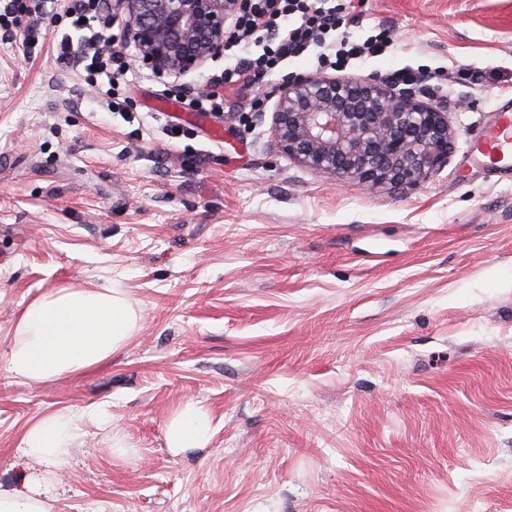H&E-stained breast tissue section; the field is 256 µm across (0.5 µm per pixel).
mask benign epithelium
<instances>
[{"instance_id":"1","label":"benign epithelium","mask_w":512,"mask_h":512,"mask_svg":"<svg viewBox=\"0 0 512 512\" xmlns=\"http://www.w3.org/2000/svg\"><path fill=\"white\" fill-rule=\"evenodd\" d=\"M239 0H113L112 20L155 75L179 77L224 54ZM273 135L310 169L365 186H415L448 165V113L371 77L321 73L278 86Z\"/></svg>"}]
</instances>
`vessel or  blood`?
Here are the masks:
<instances>
[{
  "label": "vessel or blood",
  "instance_id": "obj_1",
  "mask_svg": "<svg viewBox=\"0 0 512 512\" xmlns=\"http://www.w3.org/2000/svg\"><path fill=\"white\" fill-rule=\"evenodd\" d=\"M471 156L489 175L512 180V101L501 102L479 127L470 148Z\"/></svg>",
  "mask_w": 512,
  "mask_h": 512
}]
</instances>
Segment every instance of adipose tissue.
<instances>
[{
	"mask_svg": "<svg viewBox=\"0 0 512 512\" xmlns=\"http://www.w3.org/2000/svg\"><path fill=\"white\" fill-rule=\"evenodd\" d=\"M138 321L136 308L120 289L55 288L25 307L0 366L23 384L73 375L110 359L135 333ZM81 435L78 418L67 410L30 424L20 450L46 470L24 488L0 490V512H51L54 478L70 468ZM211 437L208 411L191 400L180 403L167 424L168 449L177 454L202 448Z\"/></svg>",
	"mask_w": 512,
	"mask_h": 512,
	"instance_id": "adipose-tissue-1",
	"label": "adipose tissue"
}]
</instances>
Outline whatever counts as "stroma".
<instances>
[{"mask_svg":"<svg viewBox=\"0 0 512 512\" xmlns=\"http://www.w3.org/2000/svg\"><path fill=\"white\" fill-rule=\"evenodd\" d=\"M354 2L395 44L345 75L451 78L448 165L417 186L341 183L281 152L271 93L313 56L198 118L154 104L206 92L223 58L156 76L111 0L97 15L132 70L115 88L59 59V10L0 35V352L52 288L113 285L141 316L82 374L0 367V487L38 471L24 430L69 410L85 437L52 512H512V185L467 155L512 98V0ZM185 400L213 437L175 455Z\"/></svg>","mask_w":512,"mask_h":512,"instance_id":"stroma-1","label":"stroma"}]
</instances>
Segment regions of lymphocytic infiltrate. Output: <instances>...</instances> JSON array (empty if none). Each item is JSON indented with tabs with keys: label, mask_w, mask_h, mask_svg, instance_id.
<instances>
[{
	"label": "lymphocytic infiltrate",
	"mask_w": 512,
	"mask_h": 512,
	"mask_svg": "<svg viewBox=\"0 0 512 512\" xmlns=\"http://www.w3.org/2000/svg\"><path fill=\"white\" fill-rule=\"evenodd\" d=\"M64 17L82 38H62L60 59L77 60L89 81L105 76L120 82L128 67L121 56L101 55L104 33L95 27L98 17L91 0H70ZM359 19L352 2L342 8L335 0H241L224 32V69L210 77L209 92L193 98L192 107L202 113L223 111L225 93L311 51L318 63L332 68L383 55L393 44L391 27L380 25L361 37L356 33Z\"/></svg>",
	"instance_id": "lymphocytic-infiltrate-1"
}]
</instances>
